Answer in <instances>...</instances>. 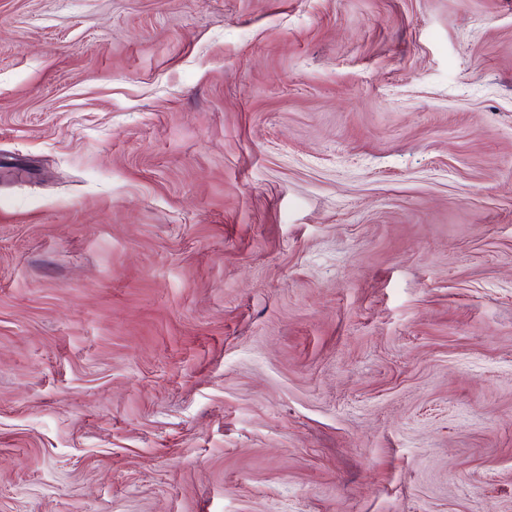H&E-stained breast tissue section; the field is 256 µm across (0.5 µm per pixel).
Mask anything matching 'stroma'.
I'll return each mask as SVG.
<instances>
[{"instance_id":"35a3bbf8","label":"stroma","mask_w":512,"mask_h":512,"mask_svg":"<svg viewBox=\"0 0 512 512\" xmlns=\"http://www.w3.org/2000/svg\"><path fill=\"white\" fill-rule=\"evenodd\" d=\"M0 512H512V0H0Z\"/></svg>"}]
</instances>
